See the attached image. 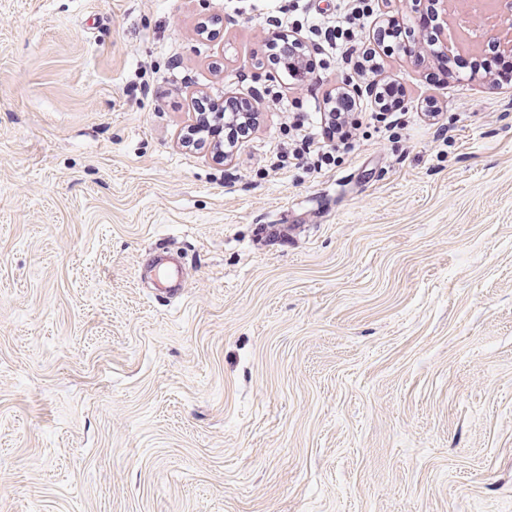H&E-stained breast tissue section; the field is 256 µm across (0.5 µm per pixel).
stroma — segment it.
I'll return each instance as SVG.
<instances>
[{
    "label": "stroma",
    "mask_w": 512,
    "mask_h": 512,
    "mask_svg": "<svg viewBox=\"0 0 512 512\" xmlns=\"http://www.w3.org/2000/svg\"><path fill=\"white\" fill-rule=\"evenodd\" d=\"M278 7L0 0V512H512V86L386 56L401 111L274 164L362 81L266 65ZM201 95L256 103L229 164ZM184 261L177 262L160 258L148 271L160 283V294L165 298L181 295L183 288Z\"/></svg>",
    "instance_id": "1"
}]
</instances>
